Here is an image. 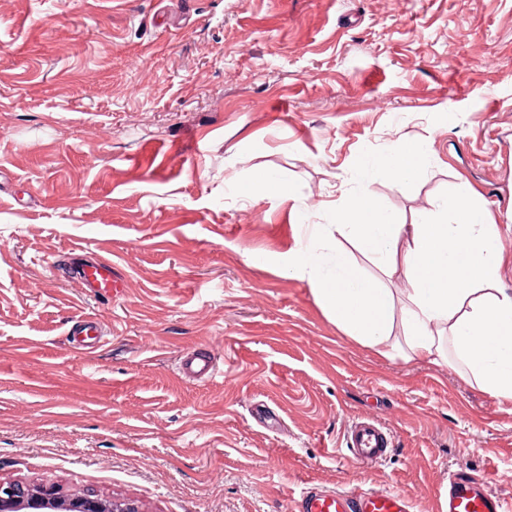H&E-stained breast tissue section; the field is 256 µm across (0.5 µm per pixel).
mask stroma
<instances>
[{
	"label": "stroma",
	"instance_id": "obj_1",
	"mask_svg": "<svg viewBox=\"0 0 512 512\" xmlns=\"http://www.w3.org/2000/svg\"><path fill=\"white\" fill-rule=\"evenodd\" d=\"M397 144L422 170L368 178ZM261 171L296 202L226 190ZM461 187L512 242V0H0V481L141 512H295L308 484L439 512L459 471L512 501V408L455 358L356 343L286 265L328 248L296 207L329 224L365 190L408 224ZM100 254L126 275L109 301L62 273ZM86 319L103 335L74 348ZM194 349L223 377H184ZM363 417L382 464L345 450ZM346 450L355 459L374 464L384 462L391 447L390 434L373 419H363L349 428Z\"/></svg>",
	"mask_w": 512,
	"mask_h": 512
}]
</instances>
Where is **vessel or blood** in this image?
Masks as SVG:
<instances>
[{
	"label": "vessel or blood",
	"instance_id": "obj_1",
	"mask_svg": "<svg viewBox=\"0 0 512 512\" xmlns=\"http://www.w3.org/2000/svg\"><path fill=\"white\" fill-rule=\"evenodd\" d=\"M71 273L96 295L112 298L122 292L124 279L118 266L106 258L76 264ZM186 377L212 380L218 371L210 357L195 352L181 361ZM348 453L355 459L374 464L386 460L391 437L377 421L364 419L354 423L346 435ZM441 512H505L503 499L483 478L452 472L439 494ZM297 512H411L405 496L390 490L303 488L297 499Z\"/></svg>",
	"mask_w": 512,
	"mask_h": 512
}]
</instances>
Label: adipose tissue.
I'll use <instances>...</instances> for the list:
<instances>
[{
	"label": "adipose tissue",
	"mask_w": 512,
	"mask_h": 512,
	"mask_svg": "<svg viewBox=\"0 0 512 512\" xmlns=\"http://www.w3.org/2000/svg\"><path fill=\"white\" fill-rule=\"evenodd\" d=\"M439 212L434 222L400 224L375 198L357 193L335 213L342 246L331 254L301 250L288 269L308 280L353 340L379 356L434 362L452 348L470 382L512 405V290L498 285L507 257L500 230L468 189L444 198ZM349 243L383 268H402L404 305L359 271ZM397 318L399 337L392 334Z\"/></svg>",
	"instance_id": "1"
}]
</instances>
